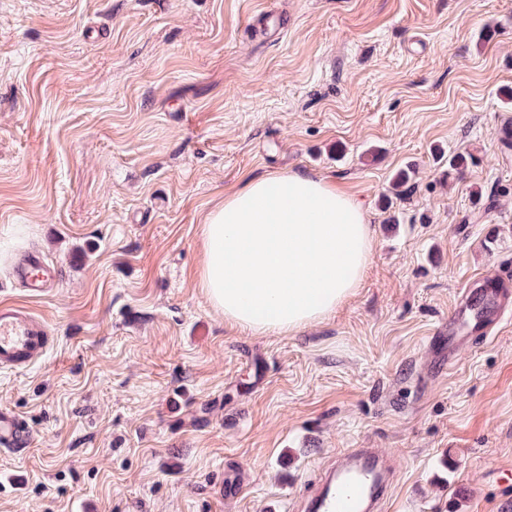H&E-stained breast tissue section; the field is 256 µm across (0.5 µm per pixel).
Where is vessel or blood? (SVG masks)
<instances>
[{"label":"vessel or blood","instance_id":"1","mask_svg":"<svg viewBox=\"0 0 512 512\" xmlns=\"http://www.w3.org/2000/svg\"><path fill=\"white\" fill-rule=\"evenodd\" d=\"M15 280L28 296L46 294L54 281L50 267L41 256L26 255L16 266ZM512 317V276L501 272L479 277L462 291V297L448 314V355L438 365L439 372L452 370L456 353L463 345V332L494 335ZM54 336L48 325L22 305L0 303V369L22 370L34 364L50 349ZM30 443V434L15 412L0 410V444L21 451ZM340 469L332 471L323 489L309 497L306 512H367L376 505L385 512L393 482L383 462L371 449L350 448Z\"/></svg>","mask_w":512,"mask_h":512}]
</instances>
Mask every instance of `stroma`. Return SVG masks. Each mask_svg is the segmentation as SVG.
Listing matches in <instances>:
<instances>
[{
	"mask_svg": "<svg viewBox=\"0 0 512 512\" xmlns=\"http://www.w3.org/2000/svg\"><path fill=\"white\" fill-rule=\"evenodd\" d=\"M506 87L512 0H0V300L55 336L0 371L32 438L0 446V512H299L348 448L394 458L390 512H512V325L431 371L459 291L512 266ZM299 168L363 205L364 280L239 331L200 225ZM31 251L59 271L40 298L13 281Z\"/></svg>",
	"mask_w": 512,
	"mask_h": 512,
	"instance_id": "obj_1",
	"label": "stroma"
}]
</instances>
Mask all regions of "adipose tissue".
Returning <instances> with one entry per match:
<instances>
[{
	"label": "adipose tissue",
	"instance_id": "ef3b65f1",
	"mask_svg": "<svg viewBox=\"0 0 512 512\" xmlns=\"http://www.w3.org/2000/svg\"><path fill=\"white\" fill-rule=\"evenodd\" d=\"M202 288L230 326L291 333L359 287L371 255L362 206L306 170L251 175L200 226Z\"/></svg>",
	"mask_w": 512,
	"mask_h": 512
}]
</instances>
